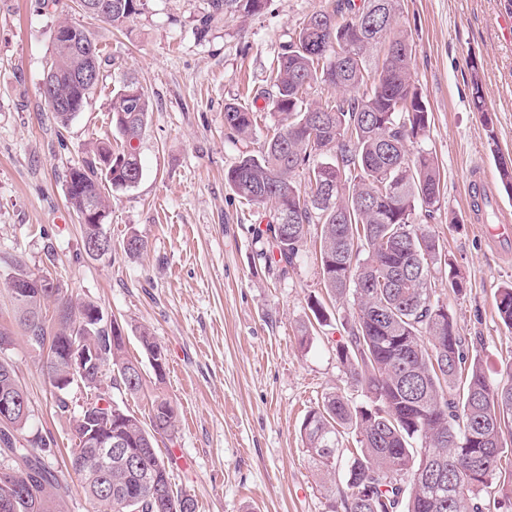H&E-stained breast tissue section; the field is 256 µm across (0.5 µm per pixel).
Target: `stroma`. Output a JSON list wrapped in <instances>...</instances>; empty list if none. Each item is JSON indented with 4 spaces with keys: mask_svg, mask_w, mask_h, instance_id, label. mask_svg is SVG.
I'll use <instances>...</instances> for the list:
<instances>
[{
    "mask_svg": "<svg viewBox=\"0 0 512 512\" xmlns=\"http://www.w3.org/2000/svg\"><path fill=\"white\" fill-rule=\"evenodd\" d=\"M331 5L269 0L258 15L229 14L203 32L208 0H148L119 29L84 14L76 0H0V326L12 330L5 356L31 402L28 427L51 435L42 456L70 485L62 512L92 505L69 467L74 416L55 413L42 360L16 327L6 282L18 262L123 324L130 356H143L142 326L164 346V377L147 366L138 395L110 394L144 422L152 401L171 402L175 433L159 449L174 457L171 482L194 498L196 512H330L300 428L325 393L363 399L336 358L352 305L337 302L329 323L299 345L310 297L326 294L318 244L308 240L285 275L258 260L256 228L269 209L239 198L224 174L243 149L259 148L277 118L262 113L243 145L227 135L224 106L251 103L292 29ZM509 13L512 0H400L398 18L412 35V79L429 110L421 146L441 173L440 208L422 225L467 282L454 295L449 270L434 266V296L501 382L512 376V328L498 316L495 293L512 284V238L491 242L485 228L512 219V192L498 172L499 158L512 159V40L500 26ZM63 18L88 28L109 59L90 105L65 127L41 91ZM126 74L150 99L142 177L110 194L112 257L97 260L82 249L63 176L87 160L89 143L107 137L120 146L109 107ZM475 78L483 113L471 102ZM475 171L491 192L480 209L467 192ZM132 235L145 243L135 258L122 248Z\"/></svg>",
    "mask_w": 512,
    "mask_h": 512,
    "instance_id": "obj_1",
    "label": "stroma"
}]
</instances>
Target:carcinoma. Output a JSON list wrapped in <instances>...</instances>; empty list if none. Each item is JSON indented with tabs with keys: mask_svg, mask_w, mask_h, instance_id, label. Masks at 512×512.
Wrapping results in <instances>:
<instances>
[{
	"mask_svg": "<svg viewBox=\"0 0 512 512\" xmlns=\"http://www.w3.org/2000/svg\"><path fill=\"white\" fill-rule=\"evenodd\" d=\"M97 20L115 27L141 14L147 0H104ZM400 0H334L331 9L307 16L289 35L262 91L266 107L281 117L258 153L241 152L224 179L240 198L271 205L272 218L258 237L267 241L264 267L285 275L319 227V274L328 298L352 299L353 313L336 356L361 390L356 404L329 392L305 418L302 436L314 465L325 472L343 512H485L484 495L512 476L503 466L512 450V379L491 380L470 353L448 306L432 300L431 266H452L436 238L415 223L431 216L441 198L440 170L432 153L412 149L429 125L423 96L412 80L413 40L398 27ZM267 0H209L203 26L228 13H261ZM84 60L70 52L51 55V67L72 75ZM342 91L321 102L310 99L316 84ZM90 93L63 81L50 105L63 127L88 106ZM149 97L125 78L112 97V125L123 139L120 151L108 139L89 148L93 158L66 175V198L76 214L90 205L109 208L108 190L130 187L142 176L137 147L145 129ZM258 112L239 103L224 107L229 137L247 142ZM112 159V183L98 165ZM301 177L300 184L296 178ZM68 317L47 314L49 296L36 292L11 298L28 344L39 355L71 336L84 317L100 314L84 341L103 351L112 384L138 394L143 376L126 354L125 329L103 316L90 300L57 289ZM496 307L512 328V285L501 288ZM138 341L147 358L167 361L164 348L146 328ZM20 386L12 364L0 358V391ZM90 400L106 401L98 423L112 425L125 447L144 451L140 472L121 460L104 465L86 448L75 417L70 464L93 504V512H196L193 497L173 488L172 458L156 451L157 437L172 436L175 412L167 401L151 404L150 427L126 406L85 386ZM30 416L0 422V504L6 512H57L63 486L37 453L51 439L26 435ZM356 435L343 448L341 430ZM347 455L345 487L336 489V458ZM168 488L161 506L141 492L142 476Z\"/></svg>",
	"mask_w": 512,
	"mask_h": 512,
	"instance_id": "cac0c4a2",
	"label": "carcinoma"
}]
</instances>
